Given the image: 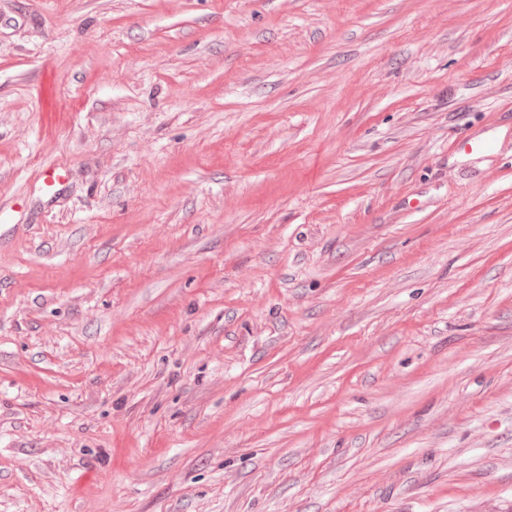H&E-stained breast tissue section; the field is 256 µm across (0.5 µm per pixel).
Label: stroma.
Instances as JSON below:
<instances>
[{
	"label": "stroma",
	"mask_w": 512,
	"mask_h": 512,
	"mask_svg": "<svg viewBox=\"0 0 512 512\" xmlns=\"http://www.w3.org/2000/svg\"><path fill=\"white\" fill-rule=\"evenodd\" d=\"M0 512H512V0H0Z\"/></svg>",
	"instance_id": "35a3bbf8"
}]
</instances>
